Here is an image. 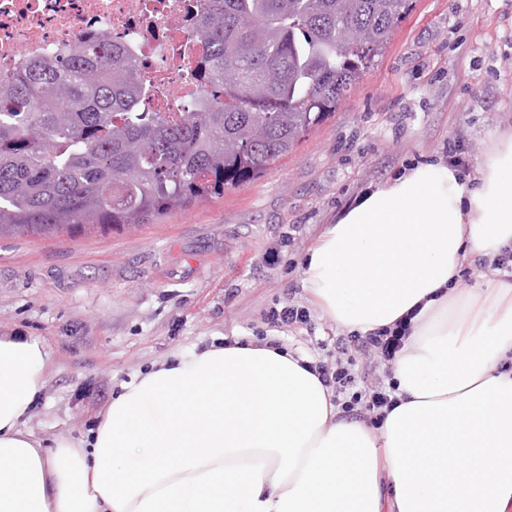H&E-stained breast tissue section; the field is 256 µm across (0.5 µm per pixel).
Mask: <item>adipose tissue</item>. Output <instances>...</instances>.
Wrapping results in <instances>:
<instances>
[{
  "instance_id": "ef3b65f1",
  "label": "adipose tissue",
  "mask_w": 512,
  "mask_h": 512,
  "mask_svg": "<svg viewBox=\"0 0 512 512\" xmlns=\"http://www.w3.org/2000/svg\"><path fill=\"white\" fill-rule=\"evenodd\" d=\"M512 248V137L480 183L442 163L367 189L305 260L322 316L413 314L380 427L343 416L310 357L211 343L124 384L81 440L27 429L49 352L0 336V512H512V281L455 283ZM480 261H472V260H467V261H464L461 266L459 267L458 269V272L459 270H463V269H470L471 271V275L470 277H468V280H463L461 279L460 277H456L457 278V284L461 287H464V288H482L483 287V284L487 281V280H490V279H494L498 276H501V272H498V271H495L493 272L494 274L493 275H486L488 273L491 272L492 268H487V266H480ZM457 272V274H458Z\"/></svg>"
}]
</instances>
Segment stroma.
I'll return each instance as SVG.
<instances>
[{
  "label": "stroma",
  "mask_w": 512,
  "mask_h": 512,
  "mask_svg": "<svg viewBox=\"0 0 512 512\" xmlns=\"http://www.w3.org/2000/svg\"><path fill=\"white\" fill-rule=\"evenodd\" d=\"M408 4L334 114L261 175L138 230L0 238V333L51 353L26 423L36 437H86L123 383L223 338L335 363L341 331L303 287L326 225L367 188L447 160L454 141L477 184L491 139L512 134V0ZM289 303L310 307L311 329L267 324Z\"/></svg>",
  "instance_id": "stroma-1"
}]
</instances>
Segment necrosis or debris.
<instances>
[{
	"label": "necrosis or debris",
	"instance_id": "necrosis-or-debris-1",
	"mask_svg": "<svg viewBox=\"0 0 512 512\" xmlns=\"http://www.w3.org/2000/svg\"><path fill=\"white\" fill-rule=\"evenodd\" d=\"M192 0H0V74L46 52L106 37L128 49L150 81V105L182 114L202 96Z\"/></svg>",
	"mask_w": 512,
	"mask_h": 512
}]
</instances>
